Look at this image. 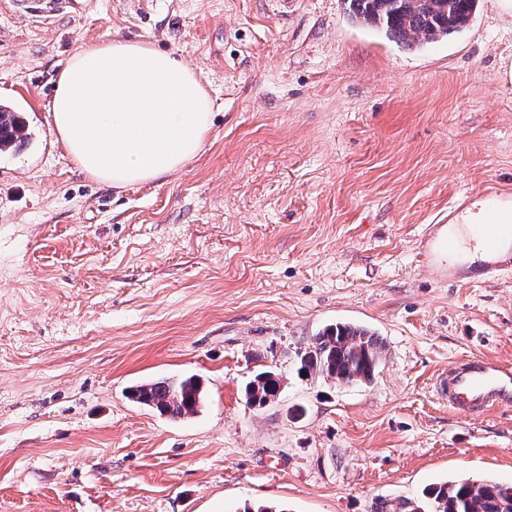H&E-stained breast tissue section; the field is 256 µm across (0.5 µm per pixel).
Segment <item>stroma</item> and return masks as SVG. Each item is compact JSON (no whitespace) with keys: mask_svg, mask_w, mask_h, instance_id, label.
<instances>
[{"mask_svg":"<svg viewBox=\"0 0 512 512\" xmlns=\"http://www.w3.org/2000/svg\"><path fill=\"white\" fill-rule=\"evenodd\" d=\"M112 39L171 53L214 102L196 157L124 189L80 171L50 115L70 56ZM511 68L496 0L417 49L346 0L0 7V101L32 134L0 156V512H372L512 483V403L466 414L435 388L475 354L512 366V268L418 255L479 196L512 202ZM338 322L381 339L371 382L299 375ZM263 367L281 393L255 409ZM171 376L202 383L196 414L128 399Z\"/></svg>","mask_w":512,"mask_h":512,"instance_id":"stroma-1","label":"stroma"}]
</instances>
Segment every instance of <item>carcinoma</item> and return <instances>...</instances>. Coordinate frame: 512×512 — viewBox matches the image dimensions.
Wrapping results in <instances>:
<instances>
[{
	"label": "carcinoma",
	"instance_id": "obj_1",
	"mask_svg": "<svg viewBox=\"0 0 512 512\" xmlns=\"http://www.w3.org/2000/svg\"><path fill=\"white\" fill-rule=\"evenodd\" d=\"M351 18L370 25L412 49L457 33L469 22L476 0H348ZM31 140L25 121L0 103V153ZM381 342L369 330L350 324L327 326L299 355L300 372L352 384L369 382L379 364ZM279 378L261 371L246 385L247 404L262 409L279 394ZM128 397L174 419L198 412L204 394L198 379L164 378L128 388ZM373 512H512V485L495 480L458 479L434 484L422 499L395 508L385 501Z\"/></svg>",
	"mask_w": 512,
	"mask_h": 512
}]
</instances>
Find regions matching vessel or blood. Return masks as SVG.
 <instances>
[{"mask_svg":"<svg viewBox=\"0 0 512 512\" xmlns=\"http://www.w3.org/2000/svg\"><path fill=\"white\" fill-rule=\"evenodd\" d=\"M503 212H495L489 223L480 227L482 246L489 257L486 275H494L512 266V250L500 235ZM455 243L434 225L422 240L421 255L431 260L437 252L452 251ZM438 392L447 397L450 406L472 411H487L512 401V367L497 365L480 357L459 363L448 373L440 375Z\"/></svg>","mask_w":512,"mask_h":512,"instance_id":"1","label":"vessel or blood"}]
</instances>
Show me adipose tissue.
I'll return each mask as SVG.
<instances>
[{
    "instance_id": "ef3b65f1",
    "label": "adipose tissue",
    "mask_w": 512,
    "mask_h": 512,
    "mask_svg": "<svg viewBox=\"0 0 512 512\" xmlns=\"http://www.w3.org/2000/svg\"><path fill=\"white\" fill-rule=\"evenodd\" d=\"M51 112L77 166L117 188L177 172L213 127V102L199 74L139 42L80 48L57 78Z\"/></svg>"
}]
</instances>
